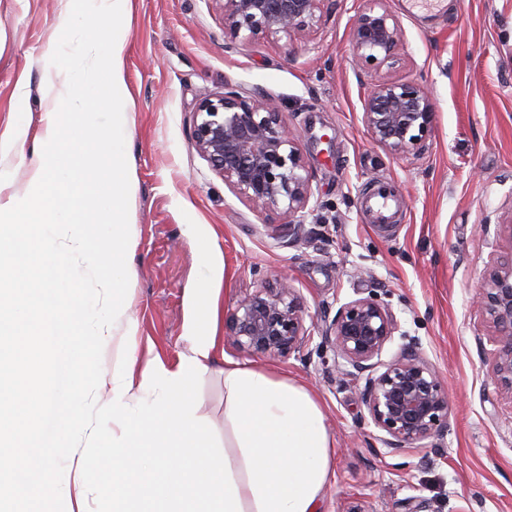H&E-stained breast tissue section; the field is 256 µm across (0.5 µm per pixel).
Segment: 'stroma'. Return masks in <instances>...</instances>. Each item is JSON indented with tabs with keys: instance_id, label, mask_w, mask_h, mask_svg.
I'll return each instance as SVG.
<instances>
[{
	"instance_id": "1",
	"label": "stroma",
	"mask_w": 512,
	"mask_h": 512,
	"mask_svg": "<svg viewBox=\"0 0 512 512\" xmlns=\"http://www.w3.org/2000/svg\"><path fill=\"white\" fill-rule=\"evenodd\" d=\"M67 0H0V136L25 113L27 137L9 155L23 187L39 146L42 60L61 53L56 21ZM364 0H326L308 35L232 42L218 0H132L126 82L131 95L129 168L135 192L134 281L129 314L139 365L176 362L187 349L188 293L217 294L218 318L256 288L285 278L307 331L301 352L250 356L220 340L194 388L224 443L229 364L266 367L310 387L335 440L334 474L320 512H512V394L489 377L495 334L474 299L512 220V0H386L401 28V64L364 69L353 60L352 24ZM427 87L434 133L420 154L391 155L362 122L364 99L383 78ZM233 88L274 99L294 130L314 196L299 237L283 216L243 202L192 146L194 111L206 92ZM395 186L392 224L360 206L364 188ZM35 227L0 228V321L67 287L62 271L29 255ZM377 294L402 337L421 344L448 385L447 427L411 449L383 444L360 387L336 367L325 330L345 302Z\"/></svg>"
}]
</instances>
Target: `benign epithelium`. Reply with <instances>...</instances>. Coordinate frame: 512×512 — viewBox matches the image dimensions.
<instances>
[{"label":"benign epithelium","instance_id":"7a95c632","mask_svg":"<svg viewBox=\"0 0 512 512\" xmlns=\"http://www.w3.org/2000/svg\"><path fill=\"white\" fill-rule=\"evenodd\" d=\"M324 0H222L224 29L235 39H288L311 31ZM401 30L383 0H368L352 26L358 63L375 67L399 61ZM362 121L371 137L395 155L417 152L431 137L435 112L421 84L385 80L364 100ZM192 145L209 168L255 209L288 217V235H299L296 217L313 190L286 116L272 99L257 100L235 90L199 98ZM477 307L496 335L492 381L512 393V245L495 253L487 267ZM400 331L392 310L372 296L342 304L326 330L337 366L356 382L361 399L393 452L414 445L448 425V385L416 341L384 362L385 345ZM225 335L240 350L261 357H287L305 343L303 317L288 282L259 288L239 301Z\"/></svg>","mask_w":512,"mask_h":512}]
</instances>
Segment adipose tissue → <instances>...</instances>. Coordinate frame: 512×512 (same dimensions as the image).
I'll use <instances>...</instances> for the list:
<instances>
[{
  "mask_svg": "<svg viewBox=\"0 0 512 512\" xmlns=\"http://www.w3.org/2000/svg\"><path fill=\"white\" fill-rule=\"evenodd\" d=\"M76 3L56 26L66 58L44 60L50 104L41 151L23 190H13L11 172L0 170V214L37 221L32 248L41 261L66 270L75 288L99 277L102 298L78 306L51 293L7 326L28 333L47 318L60 342L43 360L51 387L20 393L16 381L0 379V400L16 405L0 418V437L23 449L10 480L0 481V512H86L94 494L103 512H319L335 441L308 387L263 367L225 366L218 452L193 393L217 354L199 319L187 326L188 348L175 363L155 359L141 369L132 357L109 371L94 358L135 335L123 25L131 0ZM56 196L60 204L43 221L32 201ZM105 452L108 483L99 471Z\"/></svg>",
  "mask_w": 512,
  "mask_h": 512,
  "instance_id": "obj_1",
  "label": "adipose tissue"
}]
</instances>
